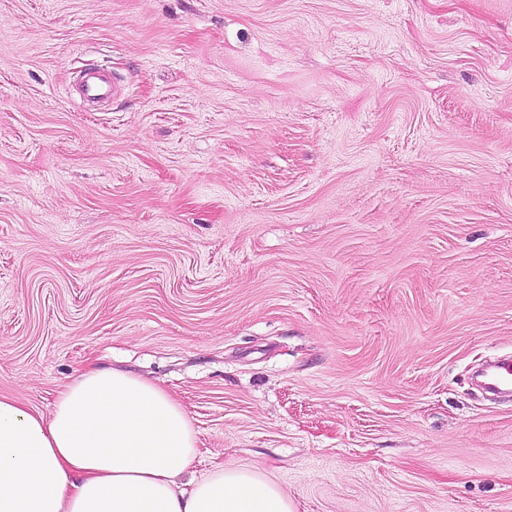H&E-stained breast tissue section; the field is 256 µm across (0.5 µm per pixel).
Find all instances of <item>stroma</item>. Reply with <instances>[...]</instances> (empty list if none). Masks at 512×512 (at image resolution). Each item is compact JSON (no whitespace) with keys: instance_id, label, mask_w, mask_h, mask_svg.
Segmentation results:
<instances>
[{"instance_id":"1","label":"stroma","mask_w":512,"mask_h":512,"mask_svg":"<svg viewBox=\"0 0 512 512\" xmlns=\"http://www.w3.org/2000/svg\"><path fill=\"white\" fill-rule=\"evenodd\" d=\"M496 355L512 0H0L1 395L125 368L296 512H512ZM118 93V84L105 70L89 69L81 75L79 95L83 103L109 102Z\"/></svg>"}]
</instances>
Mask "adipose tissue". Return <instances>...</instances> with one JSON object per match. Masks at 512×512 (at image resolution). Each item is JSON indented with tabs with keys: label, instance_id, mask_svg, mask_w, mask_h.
<instances>
[{
	"label": "adipose tissue",
	"instance_id": "1",
	"mask_svg": "<svg viewBox=\"0 0 512 512\" xmlns=\"http://www.w3.org/2000/svg\"><path fill=\"white\" fill-rule=\"evenodd\" d=\"M197 458L183 406L124 370L81 374L47 416L0 395V512H294L258 470Z\"/></svg>",
	"mask_w": 512,
	"mask_h": 512
}]
</instances>
